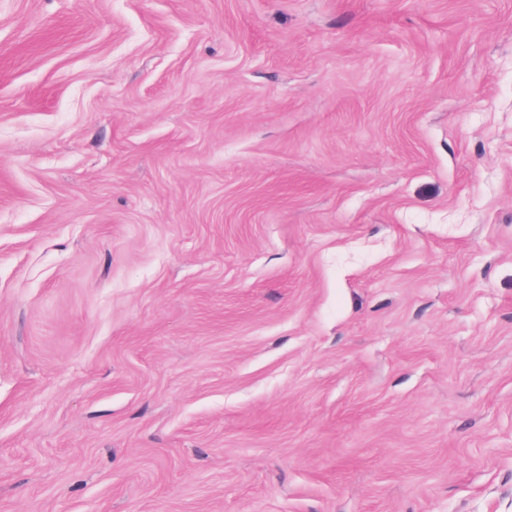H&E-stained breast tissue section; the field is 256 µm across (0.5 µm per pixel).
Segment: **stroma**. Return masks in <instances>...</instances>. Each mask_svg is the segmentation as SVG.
I'll use <instances>...</instances> for the list:
<instances>
[{"label": "stroma", "instance_id": "35a3bbf8", "mask_svg": "<svg viewBox=\"0 0 512 512\" xmlns=\"http://www.w3.org/2000/svg\"><path fill=\"white\" fill-rule=\"evenodd\" d=\"M0 512H512V0H0Z\"/></svg>", "mask_w": 512, "mask_h": 512}]
</instances>
